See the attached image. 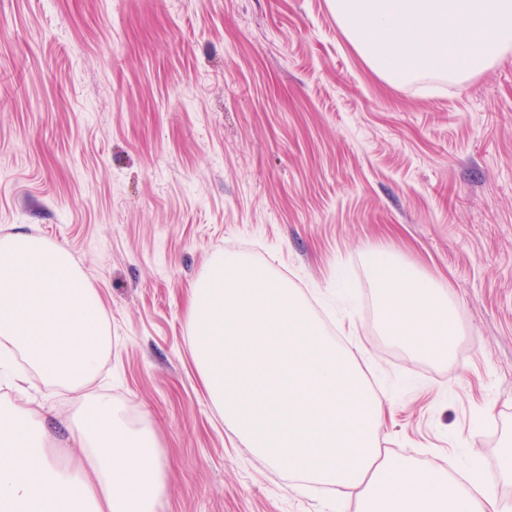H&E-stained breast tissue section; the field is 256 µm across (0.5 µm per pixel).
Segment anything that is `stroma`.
I'll use <instances>...</instances> for the list:
<instances>
[{
	"label": "stroma",
	"instance_id": "obj_1",
	"mask_svg": "<svg viewBox=\"0 0 512 512\" xmlns=\"http://www.w3.org/2000/svg\"><path fill=\"white\" fill-rule=\"evenodd\" d=\"M65 246L106 305L92 385L150 423L158 512H358L269 467L196 370L192 285L214 253L295 288L387 407L382 453L498 470L512 428V55L458 84L392 85L329 0H0V236ZM432 280L462 334L449 361L378 327L380 254ZM54 407L66 461L70 394Z\"/></svg>",
	"mask_w": 512,
	"mask_h": 512
}]
</instances>
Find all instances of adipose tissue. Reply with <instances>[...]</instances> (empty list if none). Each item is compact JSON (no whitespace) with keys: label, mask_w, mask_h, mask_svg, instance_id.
<instances>
[{"label":"adipose tissue","mask_w":512,"mask_h":512,"mask_svg":"<svg viewBox=\"0 0 512 512\" xmlns=\"http://www.w3.org/2000/svg\"><path fill=\"white\" fill-rule=\"evenodd\" d=\"M380 327L425 358H447L458 331L428 280L391 260L378 265ZM112 349L100 294L69 251L50 239L0 238V360L22 355L53 387L82 393L67 426L80 456L60 464L45 414L0 406V512H158L166 461L151 426L129 422L111 399L86 396Z\"/></svg>","instance_id":"adipose-tissue-1"}]
</instances>
